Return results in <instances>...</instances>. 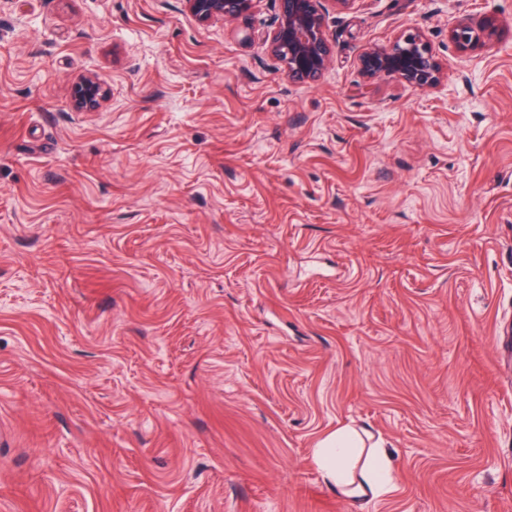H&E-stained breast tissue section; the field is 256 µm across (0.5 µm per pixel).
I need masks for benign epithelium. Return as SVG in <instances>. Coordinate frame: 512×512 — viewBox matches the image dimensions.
Returning a JSON list of instances; mask_svg holds the SVG:
<instances>
[{
    "instance_id": "7a95c632",
    "label": "benign epithelium",
    "mask_w": 512,
    "mask_h": 512,
    "mask_svg": "<svg viewBox=\"0 0 512 512\" xmlns=\"http://www.w3.org/2000/svg\"><path fill=\"white\" fill-rule=\"evenodd\" d=\"M185 10L201 24L215 17L232 20L251 10L259 0H182ZM278 23L269 38V51L283 64L284 74L296 83L320 79L332 59V47L324 31L327 7L349 10L356 0H277ZM492 31L486 24L456 21L450 39L460 48L483 44ZM363 73L371 78L395 76L414 87H428L438 79V66L425 34L405 30L388 46H372L360 57ZM106 90L93 74L83 78L71 95V109L88 112L99 107Z\"/></svg>"
}]
</instances>
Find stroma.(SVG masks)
I'll return each mask as SVG.
<instances>
[{
	"label": "stroma",
	"mask_w": 512,
	"mask_h": 512,
	"mask_svg": "<svg viewBox=\"0 0 512 512\" xmlns=\"http://www.w3.org/2000/svg\"><path fill=\"white\" fill-rule=\"evenodd\" d=\"M277 13L0 0V512H512V0L328 9L313 85ZM410 27L437 82L367 78ZM492 31L487 24L475 25L468 20L456 21L450 30V39L460 48L484 44ZM106 97V90L100 80L90 74L83 78L71 95V109L75 112H88L99 107ZM352 431L343 427L322 439L314 451L315 461L322 472L326 483L341 493H348L349 482L346 463L349 460ZM392 462L383 448H371L365 460L361 463L358 477V491L368 497H380L390 491L392 477Z\"/></svg>",
	"instance_id": "35a3bbf8"
}]
</instances>
